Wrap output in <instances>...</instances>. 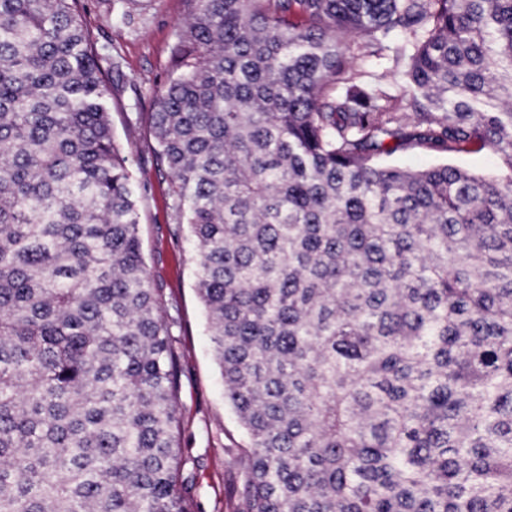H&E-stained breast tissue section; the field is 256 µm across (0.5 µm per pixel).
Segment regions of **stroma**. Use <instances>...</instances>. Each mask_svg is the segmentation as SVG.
I'll use <instances>...</instances> for the list:
<instances>
[{"mask_svg":"<svg viewBox=\"0 0 512 512\" xmlns=\"http://www.w3.org/2000/svg\"><path fill=\"white\" fill-rule=\"evenodd\" d=\"M78 10L103 56L114 138L132 160L146 269L175 321L171 346L180 383L181 448L196 476L198 512H235L241 485L237 453L248 437L224 403L220 368L195 290L188 228L173 221L171 175L156 165L149 133L153 102L178 73L173 50L189 8L186 0H79ZM388 162L413 169L446 163L488 173L497 170L499 157L489 148L446 155L406 147Z\"/></svg>","mask_w":512,"mask_h":512,"instance_id":"35a3bbf8","label":"stroma"}]
</instances>
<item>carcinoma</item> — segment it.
I'll return each mask as SVG.
<instances>
[{
    "mask_svg": "<svg viewBox=\"0 0 512 512\" xmlns=\"http://www.w3.org/2000/svg\"><path fill=\"white\" fill-rule=\"evenodd\" d=\"M188 2L154 156L236 512H512V0ZM108 95L76 0H0V512H194ZM391 165L405 168H425L442 163L467 169L474 173H488L497 170L498 155L490 148L469 153L440 154L424 147H405L394 155L386 157Z\"/></svg>",
    "mask_w": 512,
    "mask_h": 512,
    "instance_id": "1",
    "label": "carcinoma"
}]
</instances>
